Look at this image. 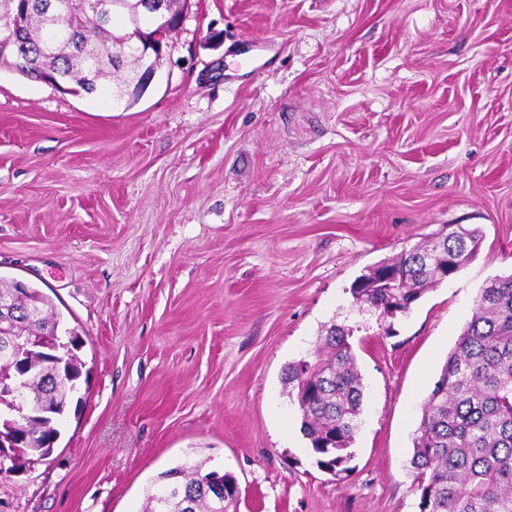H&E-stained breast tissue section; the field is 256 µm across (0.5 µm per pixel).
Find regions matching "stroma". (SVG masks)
<instances>
[{
    "label": "stroma",
    "instance_id": "stroma-1",
    "mask_svg": "<svg viewBox=\"0 0 512 512\" xmlns=\"http://www.w3.org/2000/svg\"><path fill=\"white\" fill-rule=\"evenodd\" d=\"M477 255L382 325L349 288L444 225ZM512 273V0H189L132 105L0 67V279L49 296L89 372L0 512H141L162 471L239 512H418L422 405ZM364 398L317 464L282 381L331 323Z\"/></svg>",
    "mask_w": 512,
    "mask_h": 512
}]
</instances>
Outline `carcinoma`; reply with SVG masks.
Wrapping results in <instances>:
<instances>
[{
	"label": "carcinoma",
	"mask_w": 512,
	"mask_h": 512,
	"mask_svg": "<svg viewBox=\"0 0 512 512\" xmlns=\"http://www.w3.org/2000/svg\"><path fill=\"white\" fill-rule=\"evenodd\" d=\"M145 0H10L20 17V40L0 38V66L38 79L50 74L86 94L101 80L121 72L112 97L121 100L125 85L160 56L145 57L137 47L167 34L145 16ZM476 229L448 225V232L426 246H416L360 275L350 291L354 301L383 319L406 313L427 291L453 275L480 248ZM443 251L448 274L424 268L418 258ZM18 312L37 317L13 318L10 334L31 337L61 326L62 317L36 288L24 292L0 284V298ZM352 333L332 324L308 358L288 364V395L297 404L300 430L318 464L328 471L348 470L347 452L361 414L364 390L350 343ZM72 353L65 376L33 364L28 394L33 408L28 443L15 449L22 464L48 459L47 441L59 438L58 425L79 390L83 341L71 332ZM410 465L419 493V512H512V274L496 277L481 289L472 319L458 336L441 375L427 397L413 439ZM224 482L227 497L208 490L211 478ZM144 512H237L229 472L202 471L198 465L160 474Z\"/></svg>",
	"instance_id": "obj_1"
}]
</instances>
